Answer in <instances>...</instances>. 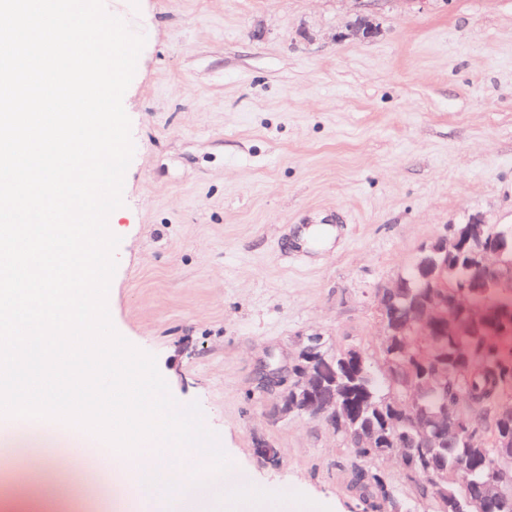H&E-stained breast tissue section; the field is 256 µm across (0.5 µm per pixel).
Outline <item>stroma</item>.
<instances>
[{
	"label": "stroma",
	"instance_id": "stroma-1",
	"mask_svg": "<svg viewBox=\"0 0 512 512\" xmlns=\"http://www.w3.org/2000/svg\"><path fill=\"white\" fill-rule=\"evenodd\" d=\"M104 3L146 37L108 219L116 330L199 403L264 492L250 512H359L351 448L317 420L271 418L268 377L312 335L382 372L377 289L447 225L512 224V0ZM362 14L373 38L347 34ZM372 468L401 512H432L399 457ZM67 471L89 512H114L111 472ZM122 486L131 512H182L133 473Z\"/></svg>",
	"mask_w": 512,
	"mask_h": 512
}]
</instances>
